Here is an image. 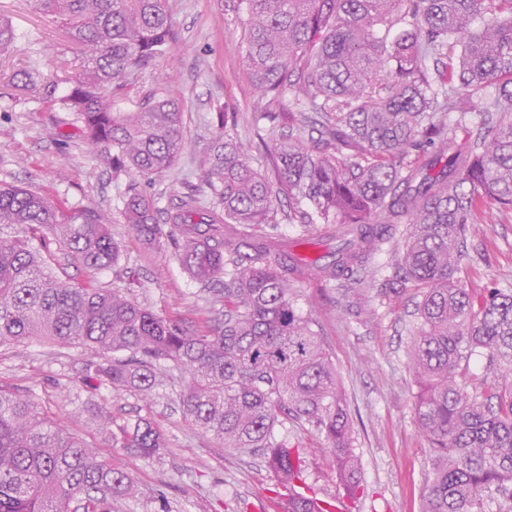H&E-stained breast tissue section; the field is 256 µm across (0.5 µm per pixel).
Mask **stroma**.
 <instances>
[{
    "mask_svg": "<svg viewBox=\"0 0 512 512\" xmlns=\"http://www.w3.org/2000/svg\"><path fill=\"white\" fill-rule=\"evenodd\" d=\"M173 38L142 81L144 94L166 89L180 102L185 147L162 177L141 183L160 212L199 184L200 160L217 129L238 142L251 165L265 169L264 146L293 133L317 144L315 129L286 127L259 117L240 46V32L224 13V0H169ZM0 17L11 22L16 42L8 54L15 68L32 69L64 96L57 80L60 54L80 49L52 18L33 12L28 0H0ZM229 113L219 126L218 113ZM128 174L114 172L107 159L83 139L74 115L32 98L20 83L0 73V185L31 188L72 206L110 214L121 245L118 265L93 270L75 261L54 241L43 255L69 283L89 281L124 286L137 280L134 301L193 335L223 321L224 285L191 280L173 245L146 249L125 224L122 197ZM475 231L460 257L459 277L473 293L512 288V209L478 207ZM382 280L362 278L334 287L310 277L295 284L301 306L319 324L323 343L341 380L352 418V445L361 464V488L347 512H420L430 471L428 443L413 411L417 387L406 350L417 320L412 292L384 300ZM94 350L68 348L50 340L0 346V389L28 398L68 432L93 444L114 468L129 473L136 493L113 499L112 512H278L276 482L259 453L224 447L186 420L178 406L181 378L145 396L82 383ZM116 421L141 415L166 436L167 446L145 459L112 446L88 418L91 409ZM277 433L304 448L305 478L317 498H339L326 441L308 425L282 418Z\"/></svg>",
    "mask_w": 512,
    "mask_h": 512,
    "instance_id": "stroma-1",
    "label": "stroma"
}]
</instances>
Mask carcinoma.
<instances>
[{"instance_id":"carcinoma-1","label":"carcinoma","mask_w":512,"mask_h":512,"mask_svg":"<svg viewBox=\"0 0 512 512\" xmlns=\"http://www.w3.org/2000/svg\"><path fill=\"white\" fill-rule=\"evenodd\" d=\"M83 47L81 72L62 109L76 115L86 142L115 170L144 181L168 172L185 147L179 102L138 94V78L168 50L167 0H28ZM240 44L263 118L298 121L268 107L292 92L320 114L325 148L290 134L265 146L271 175L224 138L225 113L203 161L202 183L168 215L179 230L175 257L196 282L224 280V321L188 336L96 282L73 287L25 239L0 237V345L44 337L89 347L100 359L82 381L92 389L148 394L172 367L187 375L183 415L226 448L262 453L278 486L304 481L302 452L277 440L282 416L308 424L330 443L339 486L360 490L351 417L315 321L293 282H356L371 255L406 225L390 259L384 294L413 291L418 324L407 359L419 391L414 415L429 445L431 470L421 512H507L512 508V289L480 297L463 288L459 259L474 211L486 198L512 209V0H231ZM484 17L481 29L471 23ZM405 25L395 37L390 31ZM16 34L0 18V53ZM433 60L429 73L427 60ZM51 101V85L17 70L11 78ZM496 88L476 136L459 140L448 113L466 114ZM126 97L132 107L112 111ZM434 151L407 166L396 158L420 141ZM285 194L305 208L336 246L328 261L302 260L265 232ZM210 206L201 202V196ZM155 201L128 185L122 215L147 247L166 234ZM33 238L51 232L81 264L115 266L121 246L109 217L39 191L0 186V225ZM502 363L500 389L468 393L473 354ZM120 448L153 458L165 447L147 417L119 424L94 415ZM133 479L88 443L46 418L30 400L0 391V512H112Z\"/></svg>"}]
</instances>
